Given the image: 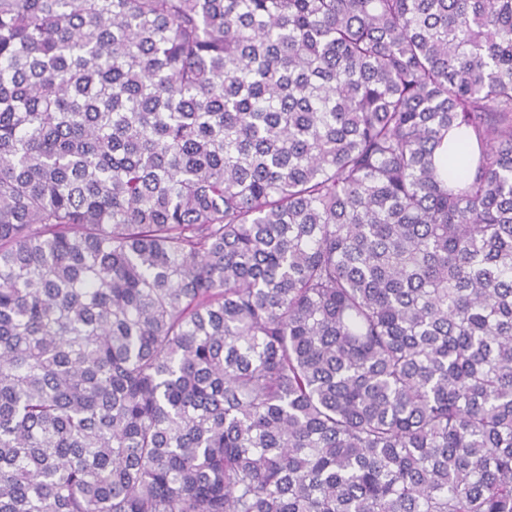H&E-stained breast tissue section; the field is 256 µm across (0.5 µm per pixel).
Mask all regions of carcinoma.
Listing matches in <instances>:
<instances>
[{
    "instance_id": "1",
    "label": "carcinoma",
    "mask_w": 512,
    "mask_h": 512,
    "mask_svg": "<svg viewBox=\"0 0 512 512\" xmlns=\"http://www.w3.org/2000/svg\"><path fill=\"white\" fill-rule=\"evenodd\" d=\"M0 512H512V0H0Z\"/></svg>"
}]
</instances>
